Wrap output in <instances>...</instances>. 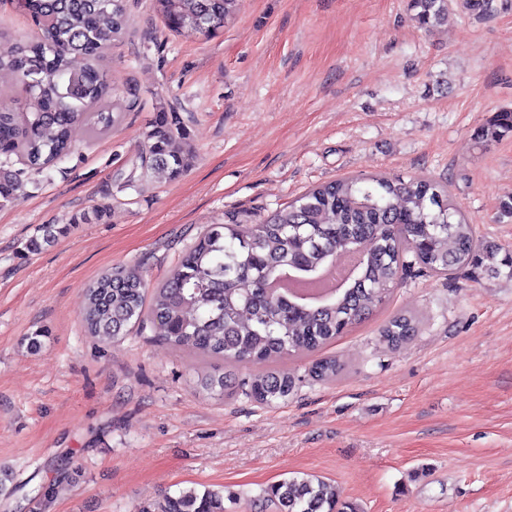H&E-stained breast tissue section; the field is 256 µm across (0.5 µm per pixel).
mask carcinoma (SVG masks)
Wrapping results in <instances>:
<instances>
[{
  "mask_svg": "<svg viewBox=\"0 0 512 512\" xmlns=\"http://www.w3.org/2000/svg\"><path fill=\"white\" fill-rule=\"evenodd\" d=\"M168 30L211 35L232 18L240 0H152ZM415 20L424 27L441 22L449 0H412ZM19 7L36 27L23 43L0 47V70L16 75L11 105L0 107V206L23 189L22 171L9 166L17 157L25 168L43 172L74 151L73 133L111 128L119 114L109 110L114 95L95 65L107 43L128 24L126 0H21ZM80 56L82 68L72 64ZM143 132L138 156L144 169L176 178L193 159L185 129L174 108L159 100ZM512 133V111L503 110L481 128L492 140ZM56 241L55 225L42 226L38 251ZM454 248L448 249V242ZM437 273L479 260L494 275L512 254L496 245L478 247L474 231L448 193L434 182L386 178L342 179L319 185L261 224H213L190 246L167 280L151 289L139 266L114 268L84 293L83 319L102 340L123 336L129 327L151 321L175 348L239 364H260L332 342L383 303L409 267L407 254ZM340 255L358 269L351 282L318 301L288 288L311 284ZM416 319L394 316L381 336L394 345L409 341ZM340 367L326 358L311 367L320 381L336 380ZM208 394L234 389L224 373H206ZM261 404L285 399L293 389L287 372L254 375L242 383ZM276 512H335L336 488L314 475L284 478L264 490ZM146 512H224V491L188 488L164 494Z\"/></svg>",
  "mask_w": 512,
  "mask_h": 512,
  "instance_id": "obj_1",
  "label": "carcinoma"
}]
</instances>
